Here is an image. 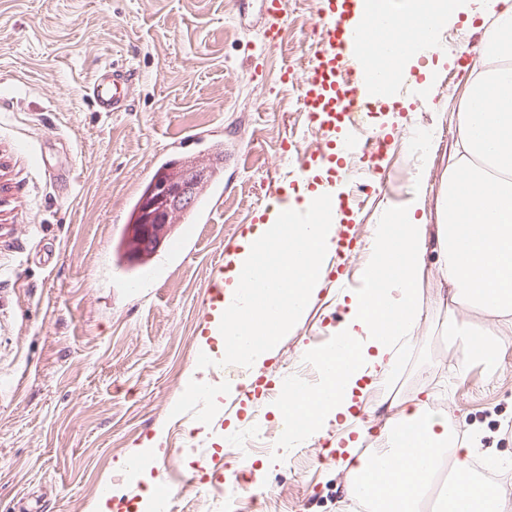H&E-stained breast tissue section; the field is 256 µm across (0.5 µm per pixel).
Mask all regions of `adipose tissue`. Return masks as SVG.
I'll return each instance as SVG.
<instances>
[{
  "label": "adipose tissue",
  "mask_w": 512,
  "mask_h": 512,
  "mask_svg": "<svg viewBox=\"0 0 512 512\" xmlns=\"http://www.w3.org/2000/svg\"><path fill=\"white\" fill-rule=\"evenodd\" d=\"M460 12L486 14L493 22L485 33L486 63L469 74L456 115L459 137L438 191L437 221L418 217L423 207L418 191L391 208L386 223L375 225L363 268L365 286L350 297L335 347L314 355L320 365L317 387L290 390L288 429L280 442L281 448H292L297 437H318L341 419L364 432L349 408L359 380L372 379L382 389L380 403L392 413L380 430L379 450L347 471L345 490L349 498L379 503L381 512H420L423 493L446 463L455 477L439 495L452 512H506L512 506V488H489L471 479L475 455L490 465L491 450L479 453L458 442L448 429L447 412L432 408L429 400L415 395L398 401L386 389L415 340L426 287L437 288L435 301L445 312L446 335L460 347L462 369L476 363L499 368L503 338L512 332V0H384L379 6L359 0L356 20L399 38L427 27L416 53L377 46L386 66L403 71L436 52L437 30ZM273 213L290 219L257 225L235 255L236 273L224 289V310L234 322L209 326L225 360L253 368L271 357L278 340L316 301L322 259L335 234L313 192L291 194ZM430 251L437 256L431 265L425 261ZM477 315L493 324V332L476 331ZM345 348L354 358L336 368Z\"/></svg>",
  "instance_id": "adipose-tissue-1"
}]
</instances>
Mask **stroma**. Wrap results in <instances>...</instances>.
<instances>
[{
    "instance_id": "35a3bbf8",
    "label": "stroma",
    "mask_w": 512,
    "mask_h": 512,
    "mask_svg": "<svg viewBox=\"0 0 512 512\" xmlns=\"http://www.w3.org/2000/svg\"><path fill=\"white\" fill-rule=\"evenodd\" d=\"M288 2V29L271 47L259 0H0V512H88L115 482L131 496L171 491L172 512H354L344 467L375 450L386 408L358 404L371 426L351 453L334 450L332 433L282 451L284 394L228 395L220 375L210 400L187 410L208 327L203 287L225 245L252 229L253 210L271 207L270 186L295 176L282 141H312L299 87L279 74L309 66L319 0ZM442 54L432 83L402 87L399 110H376V130L392 138L389 187L355 209L354 251L343 270L328 267L317 302L260 369L265 381L319 382L302 353L333 345L345 275L362 288L374 226L418 177L434 219L469 74L454 49ZM112 63L137 74L126 112L98 111L83 91ZM419 124L429 140L416 146ZM219 142L237 160L211 221L176 225L148 269L126 272L115 246L133 198L162 163L208 156ZM434 294L424 291L430 305L397 396L434 388L458 438L479 435L512 460V335L496 372L477 363L460 376ZM156 436L148 479L116 471ZM201 442L220 473L201 472ZM172 467L195 485L172 482ZM258 470L260 498L214 486Z\"/></svg>"
}]
</instances>
